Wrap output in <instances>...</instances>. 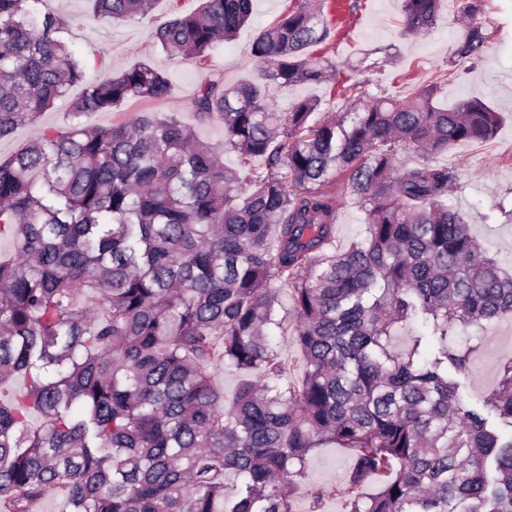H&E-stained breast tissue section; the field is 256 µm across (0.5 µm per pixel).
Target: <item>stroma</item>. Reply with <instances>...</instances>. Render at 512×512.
<instances>
[{
	"mask_svg": "<svg viewBox=\"0 0 512 512\" xmlns=\"http://www.w3.org/2000/svg\"><path fill=\"white\" fill-rule=\"evenodd\" d=\"M52 4L70 21L68 39L77 57H86L94 48L103 50L100 63L91 65L90 76L147 63L165 70L172 81L171 93L164 100L150 105L132 100L119 111L91 116V123L105 127L131 119L149 106L162 112L184 113L201 78L210 72L223 75L228 85L251 79L254 36L276 21L292 0H254L251 23L201 62L167 56L153 37L155 29L174 13L194 11L199 0H156L149 18L120 24L94 18L89 0H52ZM322 6L331 37L315 51L330 57L338 69H345L362 51L387 49L394 57L386 67L385 85L391 91L406 93L443 75L447 81L442 104L479 98L501 113L503 121L493 139L454 146L439 161L455 168L458 177L459 189L450 199L451 206L468 219L482 250L494 256L506 272H512V222L499 213L500 207H512V0H483L476 20L490 36L488 50L474 66L463 65L453 72L448 69V58L463 30L458 19L460 0H442L434 27L426 34L404 39L397 35L402 0H322ZM68 122V104L58 102L37 122L19 126L0 139V157L12 155L39 137L44 128H60ZM509 358L512 321L486 324L482 347L469 371L460 378L466 402H477L491 391L498 365ZM351 457V451L344 448L314 450L306 464L296 512H308V491L318 487L328 492L323 512H344L341 490Z\"/></svg>",
	"mask_w": 512,
	"mask_h": 512,
	"instance_id": "obj_1",
	"label": "stroma"
}]
</instances>
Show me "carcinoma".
<instances>
[{
  "label": "carcinoma",
  "mask_w": 512,
  "mask_h": 512,
  "mask_svg": "<svg viewBox=\"0 0 512 512\" xmlns=\"http://www.w3.org/2000/svg\"><path fill=\"white\" fill-rule=\"evenodd\" d=\"M90 2L118 24L155 0ZM440 2L403 0L399 35L427 33ZM252 7L200 0L154 38L201 60ZM67 28L48 0H0V139L82 85L65 127L0 158V236L14 244L0 255V384L24 380L0 399L7 512L56 487L60 512H295L307 459L329 444L353 452L344 512H512V358L480 403L458 380L480 343L458 333L512 320V273L448 205L456 174L437 163L493 138L501 114L478 98L442 108L436 85L369 95L390 57L367 52L339 78L311 51L331 34L319 0H296L254 38V79L207 75L189 103L194 123L222 117L224 148L175 114L95 126L165 98L170 79L138 64L89 80ZM487 40L469 23L448 67L479 61ZM331 78L337 118L266 94ZM407 154L419 162L402 169ZM347 199L366 236L328 255ZM282 289L297 384L272 340ZM217 363L240 375L229 399Z\"/></svg>",
  "instance_id": "cac0c4a2"
}]
</instances>
